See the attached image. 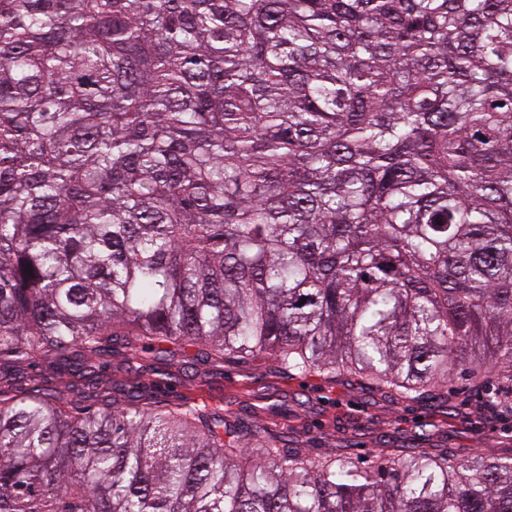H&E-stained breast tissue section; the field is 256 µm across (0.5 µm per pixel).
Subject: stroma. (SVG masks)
Instances as JSON below:
<instances>
[{
    "label": "stroma",
    "mask_w": 512,
    "mask_h": 512,
    "mask_svg": "<svg viewBox=\"0 0 512 512\" xmlns=\"http://www.w3.org/2000/svg\"><path fill=\"white\" fill-rule=\"evenodd\" d=\"M169 368L173 377L159 390L167 403L250 415L258 425L299 440L314 458L340 446L357 460L386 446L512 456V417L489 407L462 379L449 384L444 407L432 399L393 400L320 376H278L263 362L204 366L177 358Z\"/></svg>",
    "instance_id": "1"
}]
</instances>
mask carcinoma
Here are the masks:
<instances>
[{
	"instance_id": "cac0c4a2",
	"label": "carcinoma",
	"mask_w": 512,
	"mask_h": 512,
	"mask_svg": "<svg viewBox=\"0 0 512 512\" xmlns=\"http://www.w3.org/2000/svg\"><path fill=\"white\" fill-rule=\"evenodd\" d=\"M189 348L507 404L512 0H0V512H512L103 374Z\"/></svg>"
}]
</instances>
